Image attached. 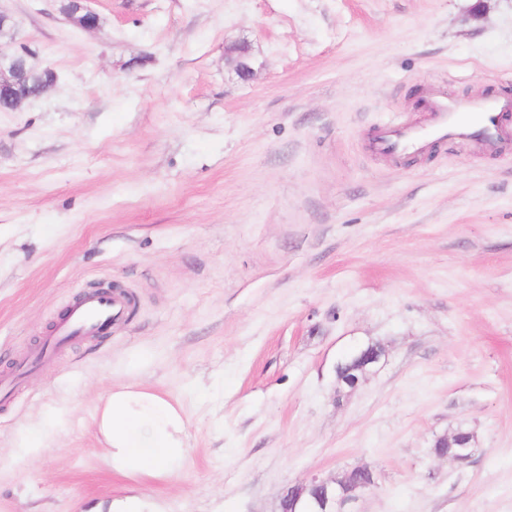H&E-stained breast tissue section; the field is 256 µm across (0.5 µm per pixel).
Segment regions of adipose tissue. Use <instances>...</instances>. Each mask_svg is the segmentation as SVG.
<instances>
[{"label":"adipose tissue","mask_w":512,"mask_h":512,"mask_svg":"<svg viewBox=\"0 0 512 512\" xmlns=\"http://www.w3.org/2000/svg\"><path fill=\"white\" fill-rule=\"evenodd\" d=\"M186 428L181 408L133 385L113 389L99 416L108 462L126 477L171 479L187 460Z\"/></svg>","instance_id":"1"}]
</instances>
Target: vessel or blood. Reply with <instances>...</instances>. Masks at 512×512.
<instances>
[{
	"label": "vessel or blood",
	"instance_id": "obj_1",
	"mask_svg": "<svg viewBox=\"0 0 512 512\" xmlns=\"http://www.w3.org/2000/svg\"><path fill=\"white\" fill-rule=\"evenodd\" d=\"M429 110L433 117L428 127L397 121L384 125L373 142L375 152L404 158L423 150L429 143L453 138H472L487 147H496L501 140V115L512 110V101L496 97L458 100L436 96L430 100ZM131 306V296L125 291L84 293L71 304L51 341L59 344L73 337L102 334L112 324L124 320Z\"/></svg>",
	"mask_w": 512,
	"mask_h": 512
}]
</instances>
